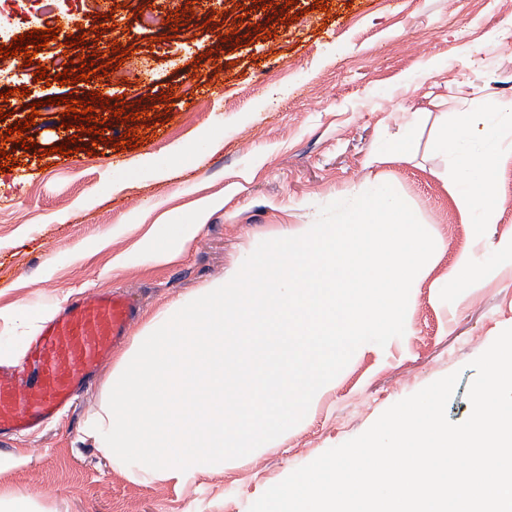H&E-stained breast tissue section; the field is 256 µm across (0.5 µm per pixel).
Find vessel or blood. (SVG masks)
<instances>
[{
    "instance_id": "obj_1",
    "label": "vessel or blood",
    "mask_w": 512,
    "mask_h": 512,
    "mask_svg": "<svg viewBox=\"0 0 512 512\" xmlns=\"http://www.w3.org/2000/svg\"><path fill=\"white\" fill-rule=\"evenodd\" d=\"M136 312L120 290L71 300L17 370L0 373V438L31 431L62 411L127 335Z\"/></svg>"
}]
</instances>
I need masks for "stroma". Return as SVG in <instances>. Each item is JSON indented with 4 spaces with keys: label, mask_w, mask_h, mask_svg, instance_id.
I'll list each match as a JSON object with an SVG mask.
<instances>
[{
    "label": "stroma",
    "mask_w": 512,
    "mask_h": 512,
    "mask_svg": "<svg viewBox=\"0 0 512 512\" xmlns=\"http://www.w3.org/2000/svg\"><path fill=\"white\" fill-rule=\"evenodd\" d=\"M195 0L172 28V0H10L0 43L35 29L62 28L82 44L49 42L24 72L4 60L2 91L27 87L26 101L1 99L0 132L27 115L35 146H13L0 172V309L51 320L74 296L119 289L139 305L130 329L206 288L230 280L264 240L299 236L319 208L376 183L392 185L435 241L411 289L405 333L386 346H360L314 396L303 420L249 455L188 477L142 479L105 460L83 434L104 398L105 361L68 412L0 445V490L34 500L42 512H248L269 487L328 449L365 432L396 402L450 373L459 379L446 407L468 419L471 362L512 328V112H495L496 135L464 149L497 155L500 203L486 224H466L455 193L463 175L434 141L455 113L512 98V0ZM163 16L140 25L143 9ZM112 28L98 33L103 15ZM228 34L218 44L211 27ZM246 45H237L236 36ZM132 50L114 64L112 47ZM100 54L102 78L39 82L38 65L78 76L77 56ZM122 97L140 122L95 109L103 135L79 134L77 152L58 153L70 135L58 97ZM39 103L31 112L30 103ZM417 119L411 150L394 156L401 124ZM143 124L138 146L125 134ZM197 231L174 258L151 260L173 227ZM470 258L471 283L457 272Z\"/></svg>",
    "instance_id": "obj_1"
}]
</instances>
